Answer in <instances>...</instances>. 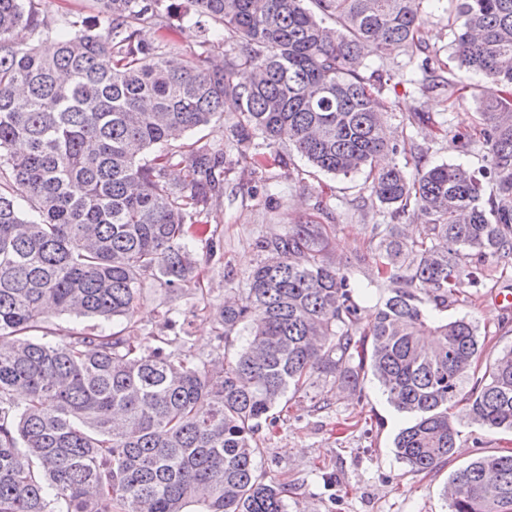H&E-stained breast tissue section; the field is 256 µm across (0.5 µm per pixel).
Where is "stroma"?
I'll list each match as a JSON object with an SVG mask.
<instances>
[{
	"label": "stroma",
	"instance_id": "obj_1",
	"mask_svg": "<svg viewBox=\"0 0 512 512\" xmlns=\"http://www.w3.org/2000/svg\"><path fill=\"white\" fill-rule=\"evenodd\" d=\"M428 10L425 39L437 55L446 86L420 93L403 81L388 84L384 96L393 105L388 125L394 134L414 135V114L427 118L420 129L425 155L400 153L395 160L411 175L442 163L475 172L485 163L484 146L463 153L452 138L455 132L479 128L483 83L457 68L448 38V18L454 13L450 0H431ZM280 152L282 163L258 170L240 164L226 174L224 193L212 200L205 226L207 234L221 240L219 254L201 263L197 283L183 289L173 305H166L153 279H145L134 317L136 335L160 333L169 317L187 330L196 355L212 353L218 343L216 311L225 298L245 288L248 272L261 259L257 241L306 221L327 225L326 254L363 285L366 312L387 297V289L369 284L373 261L356 266L353 257L375 250L372 225L394 222L417 238L423 234L420 219L413 214L395 217L379 205L364 204L363 176L318 172L291 147L281 146ZM503 289L512 290V264H488L481 284L463 281V302L441 314L445 320L469 317L480 331L492 332L483 352L488 362L512 346V308L495 301ZM275 414V423L262 425L256 435L262 450L257 462L265 480L294 483L288 512H449L445 490L450 476L477 457L512 448L511 431L465 420L448 464L426 476L416 473L393 447L408 419L390 406L372 379L365 381L362 392L352 394L318 378L311 387L287 395Z\"/></svg>",
	"mask_w": 512,
	"mask_h": 512
}]
</instances>
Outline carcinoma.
<instances>
[{"mask_svg": "<svg viewBox=\"0 0 512 512\" xmlns=\"http://www.w3.org/2000/svg\"><path fill=\"white\" fill-rule=\"evenodd\" d=\"M96 2L88 21L0 0V512H288L292 488L258 473L254 435L320 376L351 391L378 381L412 417L394 445L416 473L448 463L459 406L512 430V347L484 365L478 325L436 317L460 302L462 280L512 261V0H455L450 26L459 69L485 82L482 127L454 142L482 140L488 165L413 178L372 167L424 148L389 142L393 75L365 58L427 52L426 0H190L192 20L208 17L231 46L220 66L208 38L190 57L173 43L177 0ZM19 27L31 43L14 42ZM422 70L420 91L441 86L430 57ZM221 119L222 140L172 148ZM284 143L321 172H367L364 191L393 214L427 217L420 241L372 226L389 296L365 320L325 225L296 224L257 241L265 258L216 318L218 341L240 339L233 358L194 356L170 318L174 335L143 346L128 327L143 278L177 296L224 174L281 161ZM51 311L127 326L41 336ZM446 494L450 512H512V451L472 461Z\"/></svg>", "mask_w": 512, "mask_h": 512, "instance_id": "carcinoma-1", "label": "carcinoma"}]
</instances>
